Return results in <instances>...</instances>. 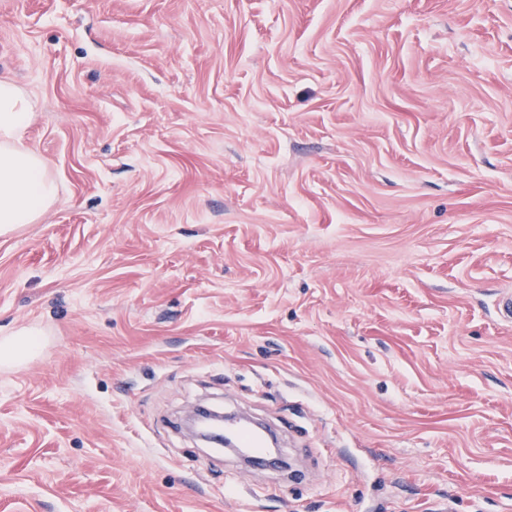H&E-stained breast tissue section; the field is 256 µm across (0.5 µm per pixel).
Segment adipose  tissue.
Listing matches in <instances>:
<instances>
[{
    "mask_svg": "<svg viewBox=\"0 0 512 512\" xmlns=\"http://www.w3.org/2000/svg\"><path fill=\"white\" fill-rule=\"evenodd\" d=\"M34 112V102L18 84L0 79V234L35 222L56 200L45 159L22 139Z\"/></svg>",
    "mask_w": 512,
    "mask_h": 512,
    "instance_id": "ef3b65f1",
    "label": "adipose tissue"
}]
</instances>
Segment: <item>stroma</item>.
Here are the masks:
<instances>
[{"label": "stroma", "instance_id": "1", "mask_svg": "<svg viewBox=\"0 0 512 512\" xmlns=\"http://www.w3.org/2000/svg\"><path fill=\"white\" fill-rule=\"evenodd\" d=\"M0 78V512H512V0H0ZM34 112V102L18 84L0 79V234L32 224L56 201L45 159L22 139ZM40 331L32 328L22 329L13 336L5 337L0 341V361L10 365L25 356L35 345V339L30 336H39Z\"/></svg>", "mask_w": 512, "mask_h": 512}]
</instances>
